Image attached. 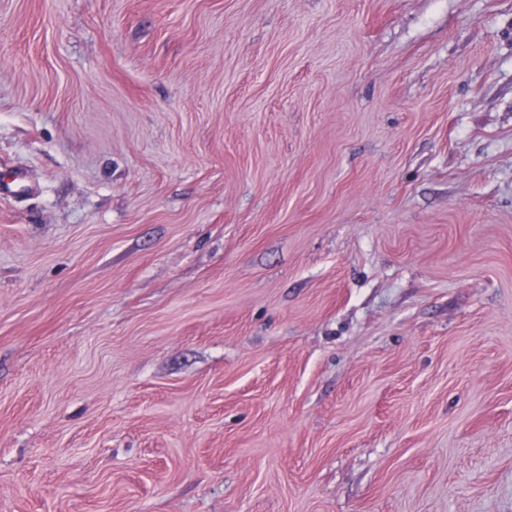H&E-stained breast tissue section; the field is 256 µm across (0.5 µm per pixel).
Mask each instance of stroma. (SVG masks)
Returning a JSON list of instances; mask_svg holds the SVG:
<instances>
[{
    "label": "stroma",
    "instance_id": "1",
    "mask_svg": "<svg viewBox=\"0 0 512 512\" xmlns=\"http://www.w3.org/2000/svg\"><path fill=\"white\" fill-rule=\"evenodd\" d=\"M0 512H512V0H0Z\"/></svg>",
    "mask_w": 512,
    "mask_h": 512
}]
</instances>
